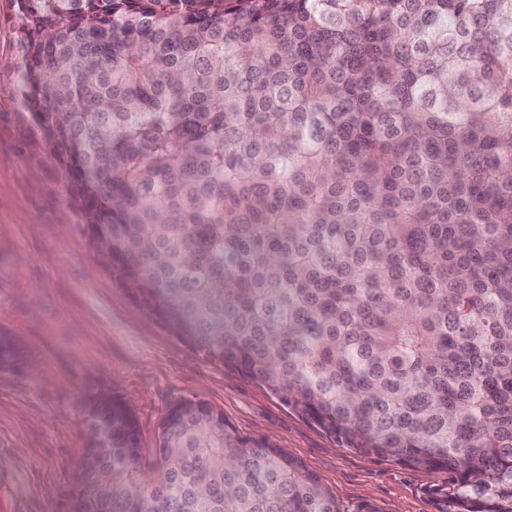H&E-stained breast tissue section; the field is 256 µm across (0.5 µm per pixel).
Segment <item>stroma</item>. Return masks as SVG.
I'll return each mask as SVG.
<instances>
[{"label":"stroma","instance_id":"obj_1","mask_svg":"<svg viewBox=\"0 0 512 512\" xmlns=\"http://www.w3.org/2000/svg\"><path fill=\"white\" fill-rule=\"evenodd\" d=\"M38 39L26 0H0V334L24 357L0 367V512H72L87 397L117 392L144 453L186 398L266 437L316 474L340 512H435L444 470L340 447L265 388L205 361L121 288L90 246L84 216L27 105Z\"/></svg>","mask_w":512,"mask_h":512}]
</instances>
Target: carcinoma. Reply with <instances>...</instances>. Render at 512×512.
I'll list each match as a JSON object with an SVG mask.
<instances>
[{
    "label": "carcinoma",
    "mask_w": 512,
    "mask_h": 512,
    "mask_svg": "<svg viewBox=\"0 0 512 512\" xmlns=\"http://www.w3.org/2000/svg\"><path fill=\"white\" fill-rule=\"evenodd\" d=\"M23 81L106 270L345 448L512 512V0H31ZM19 358L0 336V366ZM74 512H339L200 401L84 419Z\"/></svg>",
    "instance_id": "obj_1"
}]
</instances>
